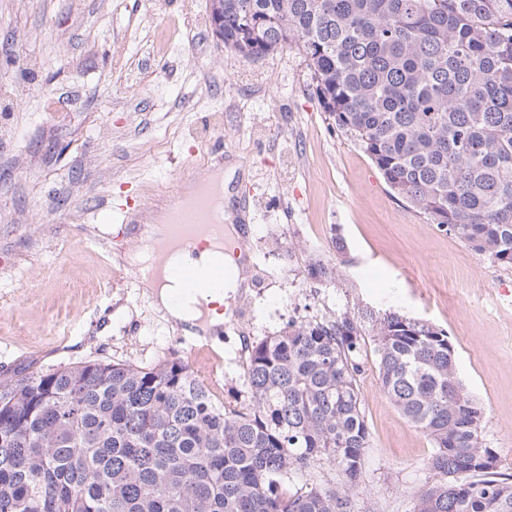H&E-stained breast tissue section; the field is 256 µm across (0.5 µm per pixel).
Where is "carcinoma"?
<instances>
[{"label": "carcinoma", "instance_id": "1", "mask_svg": "<svg viewBox=\"0 0 512 512\" xmlns=\"http://www.w3.org/2000/svg\"><path fill=\"white\" fill-rule=\"evenodd\" d=\"M224 49L296 50L394 196L512 268V0H224ZM367 337L381 393L435 448L414 512H512L447 333L397 311L248 344L243 403L215 400L180 356L1 375L0 512H355ZM324 459L341 486L310 477Z\"/></svg>", "mask_w": 512, "mask_h": 512}]
</instances>
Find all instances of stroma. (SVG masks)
Segmentation results:
<instances>
[{
  "mask_svg": "<svg viewBox=\"0 0 512 512\" xmlns=\"http://www.w3.org/2000/svg\"><path fill=\"white\" fill-rule=\"evenodd\" d=\"M224 142L225 298L216 394L240 392L243 340L289 321L390 310L447 331L486 408L484 440L512 468V269L426 222L331 130L294 51L248 60L214 39L206 0H0V374L182 353L181 327L143 293L104 199L159 202L209 175ZM335 279L306 283L308 263ZM359 377L371 442L361 512H414L432 442Z\"/></svg>",
  "mask_w": 512,
  "mask_h": 512,
  "instance_id": "obj_1",
  "label": "stroma"
}]
</instances>
